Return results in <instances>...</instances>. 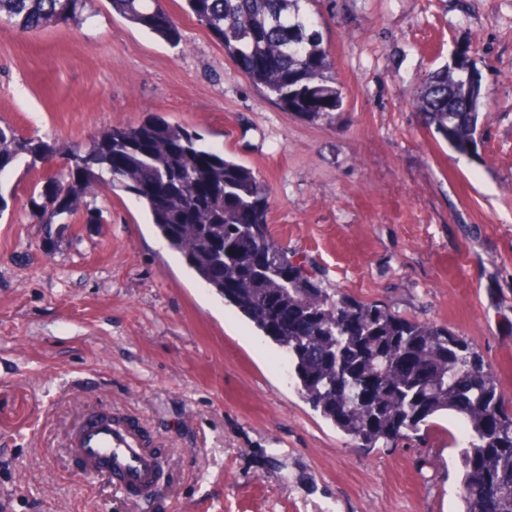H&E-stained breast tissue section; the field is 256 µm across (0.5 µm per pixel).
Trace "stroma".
Listing matches in <instances>:
<instances>
[{"mask_svg":"<svg viewBox=\"0 0 512 512\" xmlns=\"http://www.w3.org/2000/svg\"><path fill=\"white\" fill-rule=\"evenodd\" d=\"M163 42L88 0V19L0 22V120L71 148L163 114L258 173L273 237L334 288L445 324L496 370L512 407V0H318L343 103L283 112L184 0ZM469 49L482 76L477 153L435 140L412 100ZM42 167L8 177L0 215V512H460L459 419L359 448L297 394L282 353L190 273L136 198L98 224H37ZM109 406L161 449L149 502L82 474L71 427Z\"/></svg>","mask_w":512,"mask_h":512,"instance_id":"obj_1","label":"stroma"}]
</instances>
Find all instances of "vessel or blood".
<instances>
[{
    "label": "vessel or blood",
    "instance_id": "obj_1",
    "mask_svg": "<svg viewBox=\"0 0 512 512\" xmlns=\"http://www.w3.org/2000/svg\"><path fill=\"white\" fill-rule=\"evenodd\" d=\"M67 448L84 473L108 475L121 491L146 496L155 489L156 451L137 423L124 413L88 416L70 432Z\"/></svg>",
    "mask_w": 512,
    "mask_h": 512
}]
</instances>
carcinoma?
<instances>
[{
  "label": "carcinoma",
  "mask_w": 512,
  "mask_h": 512,
  "mask_svg": "<svg viewBox=\"0 0 512 512\" xmlns=\"http://www.w3.org/2000/svg\"><path fill=\"white\" fill-rule=\"evenodd\" d=\"M315 0H186L242 74L285 112L329 122L342 106ZM132 26L176 45L175 21L157 20L158 0H110ZM87 0H0V20L21 32L82 19ZM482 83L448 65L427 75L412 101L450 151L477 149ZM56 148L0 122V176L24 161L42 165ZM72 200L46 177L30 220L66 224L91 199L123 190L201 284L233 305L288 357L297 393L361 448L388 446L429 429L442 414L462 419V512H512V412L495 369L446 325L399 315L323 283L270 234L267 190L255 171L153 114L94 135L68 158Z\"/></svg>",
  "instance_id": "obj_1"
}]
</instances>
